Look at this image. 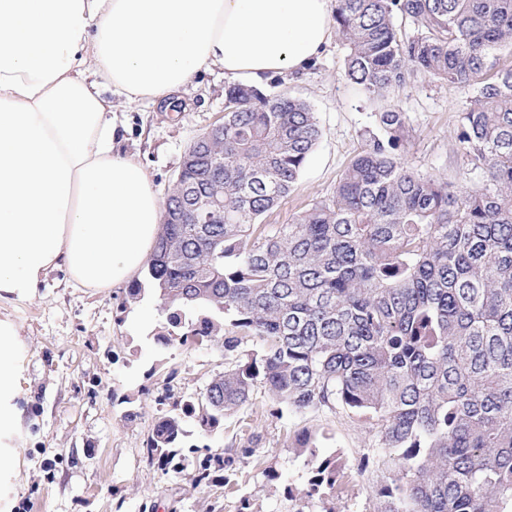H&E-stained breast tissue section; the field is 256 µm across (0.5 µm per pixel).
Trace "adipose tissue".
Returning a JSON list of instances; mask_svg holds the SVG:
<instances>
[{
  "label": "adipose tissue",
  "mask_w": 512,
  "mask_h": 512,
  "mask_svg": "<svg viewBox=\"0 0 512 512\" xmlns=\"http://www.w3.org/2000/svg\"><path fill=\"white\" fill-rule=\"evenodd\" d=\"M335 0H0V301L49 275L130 284L155 246L162 200L116 147L112 96L155 102L218 66L261 80L318 59ZM22 342L0 319V485L23 411Z\"/></svg>",
  "instance_id": "adipose-tissue-1"
}]
</instances>
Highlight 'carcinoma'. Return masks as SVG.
<instances>
[{
    "instance_id": "obj_1",
    "label": "carcinoma",
    "mask_w": 512,
    "mask_h": 512,
    "mask_svg": "<svg viewBox=\"0 0 512 512\" xmlns=\"http://www.w3.org/2000/svg\"><path fill=\"white\" fill-rule=\"evenodd\" d=\"M407 23L413 35L402 33ZM347 83L368 100L419 75L468 91L456 141L459 186L407 167V113L390 106L334 190L292 224H261L297 183L322 130L306 101L244 83L225 90L224 138L167 197L223 179L224 211L161 231L144 280L162 301L168 346L224 348L198 401L176 402L143 445L171 465L193 417L213 431L261 387L296 413L340 409L370 422L382 449L374 512H512V0H336ZM315 460L308 495L334 489V457ZM210 452L199 486L235 485L256 458Z\"/></svg>"
}]
</instances>
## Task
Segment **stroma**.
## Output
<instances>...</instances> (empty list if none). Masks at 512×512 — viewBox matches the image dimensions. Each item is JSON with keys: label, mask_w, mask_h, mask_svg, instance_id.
<instances>
[{"label": "stroma", "mask_w": 512, "mask_h": 512, "mask_svg": "<svg viewBox=\"0 0 512 512\" xmlns=\"http://www.w3.org/2000/svg\"><path fill=\"white\" fill-rule=\"evenodd\" d=\"M346 49L333 40L312 68L274 74L261 90L307 101L322 137L295 187L282 198L269 224H290L314 200L333 191L368 132L376 130V105L360 100L343 77ZM228 86L220 68L156 103L113 98L121 148L151 174L159 194L171 188L190 143L224 118ZM466 90L417 78L390 99L407 113L411 138L402 160L408 167L464 184L457 150L459 115ZM126 288L94 290L51 274L32 298L0 303V318L13 321L23 342L20 403L26 409L24 446L17 477L0 495L11 512H238L242 496L253 512H374L377 481L369 435L356 417L280 410L264 390L255 391L242 414L207 432L185 418L184 452L161 470L142 453L143 443L167 407L165 395L195 399L212 374L224 368V350L156 344L167 324L154 293L126 303ZM174 381H167L169 371ZM262 436V466L239 464L234 490L197 487L190 477L199 461L192 447L219 450L238 445L244 423ZM315 438L318 452L346 465L341 487L325 499L306 498L311 458L295 446L298 432ZM270 467L276 479L264 476Z\"/></svg>", "instance_id": "1"}]
</instances>
